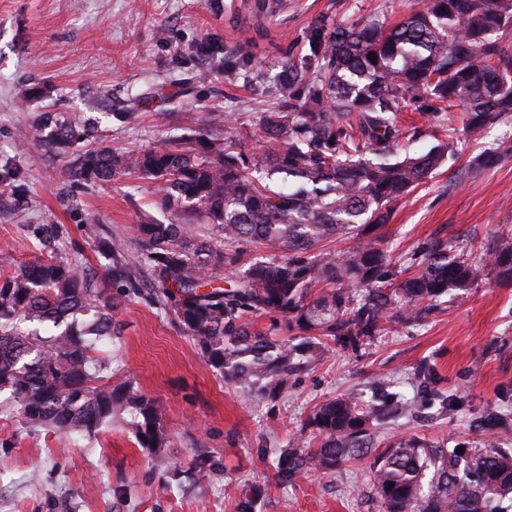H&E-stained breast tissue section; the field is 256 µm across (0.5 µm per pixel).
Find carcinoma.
<instances>
[{
    "label": "carcinoma",
    "mask_w": 512,
    "mask_h": 512,
    "mask_svg": "<svg viewBox=\"0 0 512 512\" xmlns=\"http://www.w3.org/2000/svg\"><path fill=\"white\" fill-rule=\"evenodd\" d=\"M511 28L500 0H418L396 24L380 16L336 24L321 17L305 32L301 62H287L278 75L288 111L261 113L260 150L191 127L181 146L76 151L69 176L95 183L138 174L154 184L157 205L171 218L137 225L142 264L130 262L119 243L101 249L117 295L147 293L225 381L274 398L333 348L417 320L426 302L490 278L511 285L507 238L480 252L434 242L411 255L419 272L394 283L380 233L393 204L455 156L462 138L512 118V84L505 85L512 44L503 37ZM411 106L444 133L430 150L401 156L397 113ZM457 107L461 127L444 124V113ZM21 137L47 151L84 140L49 112ZM194 223L212 225L224 248L196 244ZM336 235L353 239L346 254L315 251ZM244 243L283 257L246 266ZM144 264L153 275L148 287ZM211 266L238 272L234 286H210ZM112 308L91 271L76 273L52 254L16 268L1 255L0 392L8 397L0 406L18 407L26 423L89 438L130 411L141 447L163 448L164 407L129 382L112 384L108 362L97 356L119 334ZM264 313L309 337L294 346L253 334L246 317ZM402 410L385 392L367 402L350 394L323 402L306 423L319 441L297 442L278 466L280 480L371 455L380 512H508L512 448L502 442L512 413L488 415L483 447L458 454L415 435L380 440L378 430Z\"/></svg>",
    "instance_id": "carcinoma-1"
}]
</instances>
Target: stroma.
<instances>
[{
  "label": "stroma",
  "instance_id": "1",
  "mask_svg": "<svg viewBox=\"0 0 512 512\" xmlns=\"http://www.w3.org/2000/svg\"><path fill=\"white\" fill-rule=\"evenodd\" d=\"M412 0H281L275 15L251 0H0V176L15 206L0 213V254L24 263L40 255L36 230L57 224L54 248L68 263L99 273L97 241H119L139 261L136 226L159 216L151 181L125 174L108 182L67 177L72 154L20 148L18 133L47 112L85 130L88 146L149 149L178 136L185 113L197 123L249 134L259 148L260 113L277 109L282 65L300 60L308 25L319 17L383 15L400 21ZM497 168L474 170L482 151ZM382 233L390 274L414 272L413 252L434 239L479 246L512 237V121L462 139L427 182L394 205ZM112 317L121 336L103 346L113 383L132 382L165 408V448L141 447L129 415H116L97 437H67L0 412V512H238L249 487L261 490L254 512H379L369 463L279 483L291 449L316 407L340 394L369 398L385 380L412 413L387 435L414 434L434 446L480 447L487 411H512V286L485 281L444 297L422 321L337 348L294 375L277 399L224 382L201 359L163 308L123 298ZM428 368L435 389L455 406L425 403L415 378ZM207 453L206 480L192 471Z\"/></svg>",
  "mask_w": 512,
  "mask_h": 512
}]
</instances>
